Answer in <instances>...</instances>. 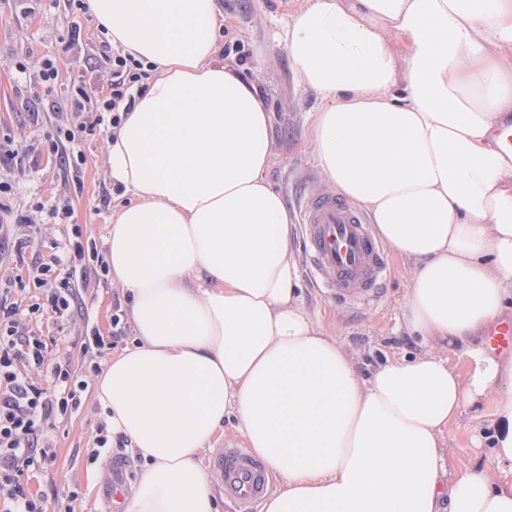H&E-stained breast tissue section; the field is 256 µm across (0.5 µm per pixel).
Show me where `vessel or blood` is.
I'll return each mask as SVG.
<instances>
[{
    "label": "vessel or blood",
    "instance_id": "b4317fda",
    "mask_svg": "<svg viewBox=\"0 0 512 512\" xmlns=\"http://www.w3.org/2000/svg\"><path fill=\"white\" fill-rule=\"evenodd\" d=\"M297 207L300 213L306 272L322 294L347 307L378 304L388 272V254L375 227L336 191L305 182ZM225 497L240 512L269 491L263 463L236 442H225L212 459Z\"/></svg>",
    "mask_w": 512,
    "mask_h": 512
}]
</instances>
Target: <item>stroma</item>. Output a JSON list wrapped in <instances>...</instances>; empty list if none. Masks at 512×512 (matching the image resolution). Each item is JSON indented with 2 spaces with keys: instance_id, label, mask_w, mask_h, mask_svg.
Instances as JSON below:
<instances>
[{
  "instance_id": "35a3bbf8",
  "label": "stroma",
  "mask_w": 512,
  "mask_h": 512,
  "mask_svg": "<svg viewBox=\"0 0 512 512\" xmlns=\"http://www.w3.org/2000/svg\"><path fill=\"white\" fill-rule=\"evenodd\" d=\"M302 0H219L225 18L228 40L239 43L242 53L225 56L226 64L254 82L272 115L274 160L268 172L288 210H295L303 181L323 180L310 140V112L319 100L293 73L286 46L288 21ZM79 28V39H72V28ZM107 38L87 10L70 6L68 0H0V146L19 149L17 163L0 169V180L18 185L20 192L11 201L13 208L27 211L37 203H50L61 195L70 196L74 209L71 224L46 223L42 226L43 257H50L52 242L62 240L79 224L83 237L103 245L112 206L102 200L112 197L113 188L107 163V132L86 137L81 148L87 163L81 178L82 189L47 158L42 143L55 125L64 123L63 108L73 84L85 79L106 83L111 73L102 58ZM55 60L59 77L54 87H46L40 76L42 59ZM27 68L25 80L15 77L16 64ZM410 278V266L399 257L391 259V276L383 301L356 311L322 296L308 276H301L305 307L337 335L359 360L363 375L388 357L413 355L421 350L417 339L408 337L398 325L399 307ZM84 314L57 322L50 315L33 319L35 335L53 337L52 354L70 360L75 369L85 368L88 360L105 365L131 341L133 333L125 320L126 299L121 288L108 276H89L81 290ZM121 315V335L112 333L113 315ZM97 327L104 338L103 349H85L86 326ZM489 405L468 409L461 426L446 434L453 472H460L484 461L483 449L474 447L470 433L484 429ZM108 423L94 390H87L80 410L53 428L56 459L29 472V493L40 497L46 512H64V492L78 494L76 512H113L112 501L104 496L101 483L112 458L110 452L93 456L96 439Z\"/></svg>"
}]
</instances>
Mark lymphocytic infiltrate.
I'll list each match as a JSON object with an SVG mask.
<instances>
[{
    "label": "lymphocytic infiltrate",
    "mask_w": 512,
    "mask_h": 512,
    "mask_svg": "<svg viewBox=\"0 0 512 512\" xmlns=\"http://www.w3.org/2000/svg\"><path fill=\"white\" fill-rule=\"evenodd\" d=\"M109 82L94 88L81 84L67 99L70 120L56 128L44 144L47 155L60 158L72 171H82L86 156L78 143L83 136L96 134L102 125L119 127L124 113L131 111L136 93L145 90L151 76L148 69L123 51L113 50ZM12 184L0 181V257L16 258L11 288L0 289V501L12 512H44L40 499L27 493L21 478L31 468L56 457L51 430L59 420L77 412L88 388L86 372L74 370L70 362L52 357L47 342L31 334L33 316L53 313L55 319H72L77 303L72 278L87 279L90 263L100 262L95 243L83 242L81 230L55 243L49 260H26L30 238L40 225L35 214L14 211L8 199ZM28 225L29 238L14 237L12 228ZM56 287H49V280ZM33 289L30 304L19 305L11 290Z\"/></svg>",
    "instance_id": "lymphocytic-infiltrate-1"
}]
</instances>
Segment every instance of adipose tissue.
Masks as SVG:
<instances>
[{
  "mask_svg": "<svg viewBox=\"0 0 512 512\" xmlns=\"http://www.w3.org/2000/svg\"><path fill=\"white\" fill-rule=\"evenodd\" d=\"M153 68L108 136L106 262L135 337L96 398L142 469L122 512H220L225 419L276 477L261 512H512V361L474 337L512 303V0H305L288 56L321 101L327 179L410 264L412 357L362 375L305 307L271 117L220 57L217 0H86ZM492 405L450 474L444 434Z\"/></svg>",
  "mask_w": 512,
  "mask_h": 512,
  "instance_id": "1",
  "label": "adipose tissue"
}]
</instances>
